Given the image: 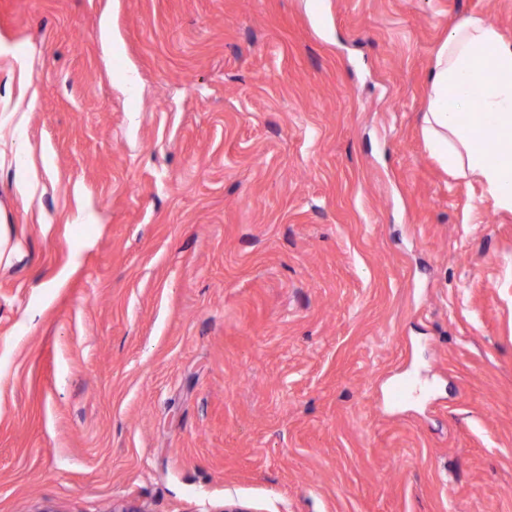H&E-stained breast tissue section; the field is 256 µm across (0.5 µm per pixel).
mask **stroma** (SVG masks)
I'll use <instances>...</instances> for the list:
<instances>
[{
    "label": "stroma",
    "instance_id": "stroma-1",
    "mask_svg": "<svg viewBox=\"0 0 512 512\" xmlns=\"http://www.w3.org/2000/svg\"><path fill=\"white\" fill-rule=\"evenodd\" d=\"M512 0H0V512H512V212L424 131Z\"/></svg>",
    "mask_w": 512,
    "mask_h": 512
}]
</instances>
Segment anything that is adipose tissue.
<instances>
[{"mask_svg": "<svg viewBox=\"0 0 512 512\" xmlns=\"http://www.w3.org/2000/svg\"><path fill=\"white\" fill-rule=\"evenodd\" d=\"M423 122L441 164L478 180L494 208L512 212V41L485 16L463 18L440 44Z\"/></svg>", "mask_w": 512, "mask_h": 512, "instance_id": "obj_1", "label": "adipose tissue"}]
</instances>
